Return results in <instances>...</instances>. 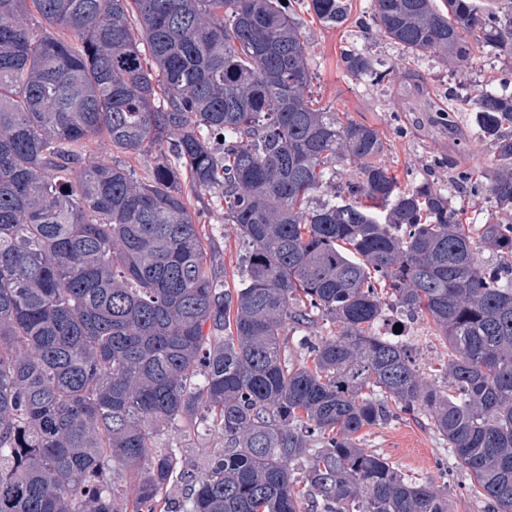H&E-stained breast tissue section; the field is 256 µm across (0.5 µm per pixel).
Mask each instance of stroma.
Wrapping results in <instances>:
<instances>
[{"label":"stroma","mask_w":512,"mask_h":512,"mask_svg":"<svg viewBox=\"0 0 512 512\" xmlns=\"http://www.w3.org/2000/svg\"><path fill=\"white\" fill-rule=\"evenodd\" d=\"M370 10L371 0H352V18L339 28L323 24L313 14L300 12L310 50L313 97L322 106L349 113L356 120L376 127L385 139V163L406 181L435 180L446 191L452 205L467 209L471 223L507 219V212L496 209L489 200L469 196L452 180L453 172L458 169L484 173L493 167L489 145L471 135L473 121L469 106H462L457 118L458 132L452 135L428 112L418 85L395 79L382 83L355 80L340 69L338 59L342 48L368 45L356 19ZM372 48L378 70L392 73L412 69L435 94L450 88L462 94L481 87L512 91V60H494L484 51L477 52L466 66L453 67L433 56L407 58L399 46L390 42ZM189 198L196 221L215 246L216 260L225 280L239 281L245 272L247 248L236 227L225 223L223 201L194 192ZM397 324L402 325V339L414 349L424 372H431L447 361L448 350L434 336L433 327L426 319H408L389 310L379 330L387 335ZM161 441L177 448L187 468L198 472L204 470L209 450L220 445L217 435L187 439L175 430L165 433ZM362 441L366 448L387 457L402 475L447 485L455 512H489L487 501L474 493L466 472L449 458L447 446L429 429L425 416L404 414L388 424L364 429Z\"/></svg>","instance_id":"obj_1"}]
</instances>
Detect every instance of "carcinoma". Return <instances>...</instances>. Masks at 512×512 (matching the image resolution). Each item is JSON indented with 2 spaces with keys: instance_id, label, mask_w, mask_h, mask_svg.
<instances>
[{
  "instance_id": "cac0c4a2",
  "label": "carcinoma",
  "mask_w": 512,
  "mask_h": 512,
  "mask_svg": "<svg viewBox=\"0 0 512 512\" xmlns=\"http://www.w3.org/2000/svg\"><path fill=\"white\" fill-rule=\"evenodd\" d=\"M298 6L340 27L352 0H0V512H162L178 479L173 512H453L362 447L400 412L512 512V222L472 227L401 184L377 128L316 106ZM359 25L411 58L465 65L473 34L512 59V0H372ZM339 62L386 77L369 46ZM470 104L495 167L455 180L512 211V92ZM98 136L151 175L85 164ZM186 185L247 244L233 289ZM388 301L432 322L445 385L378 331ZM167 426L224 447L185 474Z\"/></svg>"
}]
</instances>
